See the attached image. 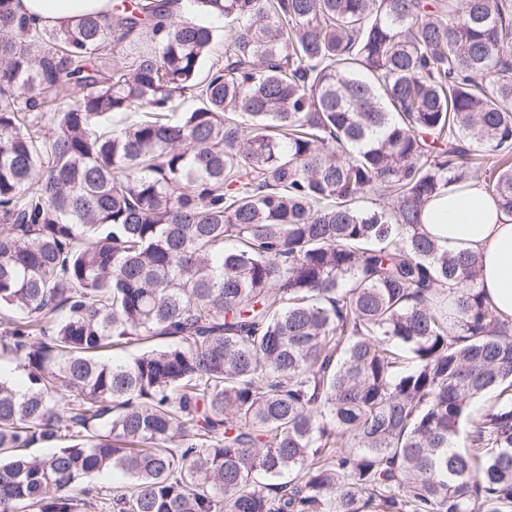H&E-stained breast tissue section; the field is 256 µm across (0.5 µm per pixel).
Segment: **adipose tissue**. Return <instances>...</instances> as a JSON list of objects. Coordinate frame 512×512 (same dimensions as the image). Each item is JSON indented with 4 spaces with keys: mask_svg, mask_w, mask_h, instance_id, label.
Returning a JSON list of instances; mask_svg holds the SVG:
<instances>
[{
    "mask_svg": "<svg viewBox=\"0 0 512 512\" xmlns=\"http://www.w3.org/2000/svg\"><path fill=\"white\" fill-rule=\"evenodd\" d=\"M113 5L114 0H15L13 7L39 27L60 29L90 13L110 14ZM422 223L439 245L480 255L484 296L496 313L512 317V217L483 183L471 179L449 186L426 205Z\"/></svg>",
    "mask_w": 512,
    "mask_h": 512,
    "instance_id": "adipose-tissue-1",
    "label": "adipose tissue"
}]
</instances>
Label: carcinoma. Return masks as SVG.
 I'll return each instance as SVG.
<instances>
[{"label":"carcinoma","instance_id":"obj_1","mask_svg":"<svg viewBox=\"0 0 512 512\" xmlns=\"http://www.w3.org/2000/svg\"><path fill=\"white\" fill-rule=\"evenodd\" d=\"M489 160L512 216V0H0V512H512V318L421 224ZM114 0H15L17 14L41 28H64L89 14H112Z\"/></svg>","mask_w":512,"mask_h":512}]
</instances>
